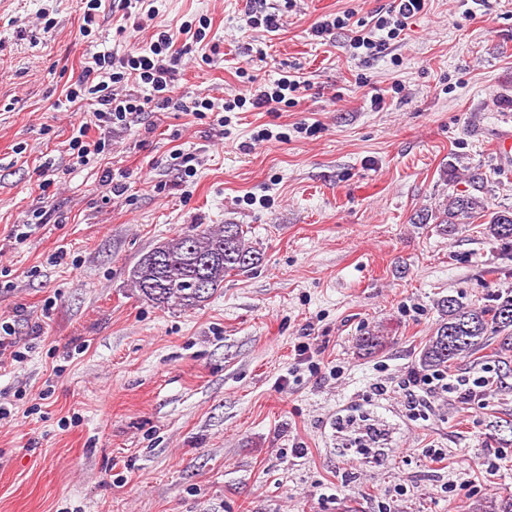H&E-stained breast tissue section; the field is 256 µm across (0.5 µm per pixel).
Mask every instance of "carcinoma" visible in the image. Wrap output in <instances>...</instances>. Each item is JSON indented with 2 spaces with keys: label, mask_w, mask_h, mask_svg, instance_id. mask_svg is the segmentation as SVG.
<instances>
[{
  "label": "carcinoma",
  "mask_w": 512,
  "mask_h": 512,
  "mask_svg": "<svg viewBox=\"0 0 512 512\" xmlns=\"http://www.w3.org/2000/svg\"><path fill=\"white\" fill-rule=\"evenodd\" d=\"M476 218L484 219L488 235L512 240V210L491 211L482 197L472 193L449 195L434 213L435 223L445 224L451 231ZM247 233L242 224L196 225L143 255L129 272L131 287L159 307L196 308L223 287L224 278L260 263L262 254L250 245ZM438 307L442 319L419 351L420 368L446 374L473 359L494 337L501 366L497 382L504 391L512 389V296L497 295L482 307H466L448 296ZM384 342L385 336L371 331L359 338L358 346L372 353ZM474 512H512V496L488 498Z\"/></svg>",
  "instance_id": "obj_1"
}]
</instances>
